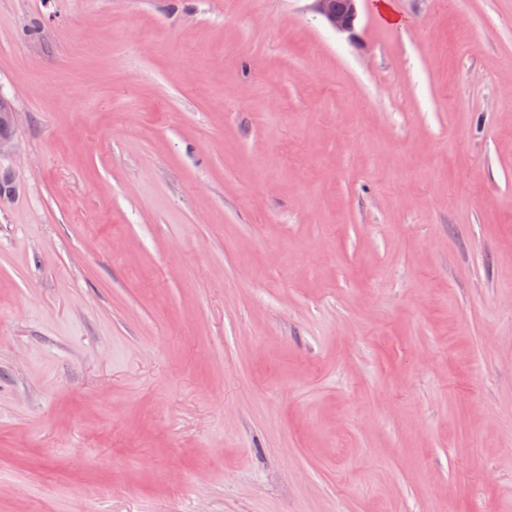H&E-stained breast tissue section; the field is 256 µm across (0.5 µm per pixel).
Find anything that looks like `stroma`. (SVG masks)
Masks as SVG:
<instances>
[{
	"instance_id": "stroma-1",
	"label": "stroma",
	"mask_w": 512,
	"mask_h": 512,
	"mask_svg": "<svg viewBox=\"0 0 512 512\" xmlns=\"http://www.w3.org/2000/svg\"><path fill=\"white\" fill-rule=\"evenodd\" d=\"M0 0V512H512V0ZM314 8L334 30L353 34L358 0H312ZM15 110L12 105L0 97V154L12 149L14 138Z\"/></svg>"
}]
</instances>
